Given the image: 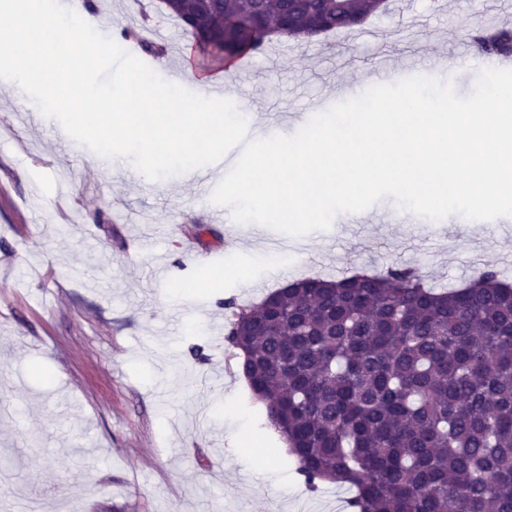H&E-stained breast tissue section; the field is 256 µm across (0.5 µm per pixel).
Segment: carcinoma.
I'll return each mask as SVG.
<instances>
[{
    "mask_svg": "<svg viewBox=\"0 0 512 512\" xmlns=\"http://www.w3.org/2000/svg\"><path fill=\"white\" fill-rule=\"evenodd\" d=\"M226 57L351 32L389 0H165ZM512 56V27L478 30ZM305 484L354 512H512V285L494 269L437 292L411 269L306 277L232 312L225 336Z\"/></svg>",
    "mask_w": 512,
    "mask_h": 512,
    "instance_id": "carcinoma-1",
    "label": "carcinoma"
}]
</instances>
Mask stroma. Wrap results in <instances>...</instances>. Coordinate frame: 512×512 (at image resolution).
<instances>
[{
  "label": "stroma",
  "mask_w": 512,
  "mask_h": 512,
  "mask_svg": "<svg viewBox=\"0 0 512 512\" xmlns=\"http://www.w3.org/2000/svg\"><path fill=\"white\" fill-rule=\"evenodd\" d=\"M408 3L352 34L247 57L234 87L262 136L295 133L299 114L336 104L337 84L387 58L401 64L412 18L424 70L470 95L483 56L465 67L451 58L461 18L512 25V13H497L495 0ZM99 6L115 32L149 14L144 38L160 29L168 44L162 78L191 68L184 85L195 92L233 67L203 56L160 0ZM25 104L0 80V506L10 512H343L352 490L305 486L240 374L225 299L250 305L301 277L394 265L452 288L477 276L476 255L512 282V233L458 214L356 233L342 213L329 229L289 238L287 262L271 270L261 258L269 228L229 236L199 185L90 166V149L58 142L56 120ZM187 238L197 260L180 247Z\"/></svg>",
  "instance_id": "stroma-1"
}]
</instances>
